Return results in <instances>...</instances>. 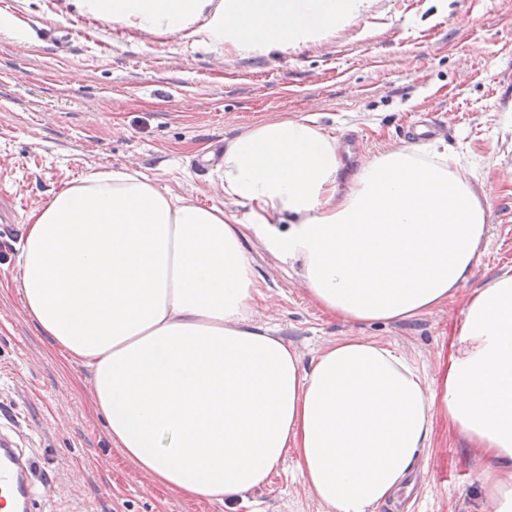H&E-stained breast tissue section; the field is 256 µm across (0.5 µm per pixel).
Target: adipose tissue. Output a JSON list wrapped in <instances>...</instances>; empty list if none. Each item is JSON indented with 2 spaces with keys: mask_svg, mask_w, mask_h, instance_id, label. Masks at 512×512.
Returning a JSON list of instances; mask_svg holds the SVG:
<instances>
[{
  "mask_svg": "<svg viewBox=\"0 0 512 512\" xmlns=\"http://www.w3.org/2000/svg\"><path fill=\"white\" fill-rule=\"evenodd\" d=\"M102 17L177 31L203 0H87ZM344 0H236L212 33L271 48L332 28ZM233 223L136 173L93 171L29 216L22 304L87 369L93 409L154 482L228 512L288 453L324 512H372L402 489L437 421L487 461L493 512H512V269L473 289L458 345L434 383L366 336L303 362L257 324L262 292L244 243L260 240L310 300L351 323L428 314L482 255L491 191L442 143L387 148L347 167L317 119L270 120L226 140L217 166Z\"/></svg>",
  "mask_w": 512,
  "mask_h": 512,
  "instance_id": "adipose-tissue-1",
  "label": "adipose tissue"
}]
</instances>
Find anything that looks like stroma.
Listing matches in <instances>:
<instances>
[{"mask_svg":"<svg viewBox=\"0 0 512 512\" xmlns=\"http://www.w3.org/2000/svg\"><path fill=\"white\" fill-rule=\"evenodd\" d=\"M230 0H208L177 32L85 9L82 0L0 6V437L30 458L40 512H225L159 487L111 446L86 370L54 348L11 282L33 209L94 170L136 171L175 195L228 203L208 146L251 125L316 116L347 164L405 143L435 114L471 180L491 187L490 244L447 305L406 321L353 325L323 315L257 238L245 242L265 294L258 322L303 360L323 344L368 336L405 352L425 380L449 356L470 289L512 268V0H353L335 29L307 28L278 49L211 37ZM483 463L437 423L413 473L411 512H482ZM238 512H323L296 467L281 464Z\"/></svg>","mask_w":512,"mask_h":512,"instance_id":"stroma-1","label":"stroma"}]
</instances>
